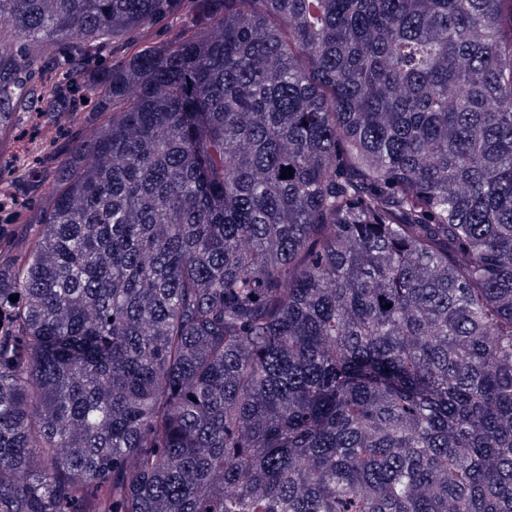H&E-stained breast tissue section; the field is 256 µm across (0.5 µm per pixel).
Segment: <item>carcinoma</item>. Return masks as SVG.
<instances>
[{
	"instance_id": "cac0c4a2",
	"label": "carcinoma",
	"mask_w": 512,
	"mask_h": 512,
	"mask_svg": "<svg viewBox=\"0 0 512 512\" xmlns=\"http://www.w3.org/2000/svg\"><path fill=\"white\" fill-rule=\"evenodd\" d=\"M47 45L0 512H512V0H0V137Z\"/></svg>"
}]
</instances>
